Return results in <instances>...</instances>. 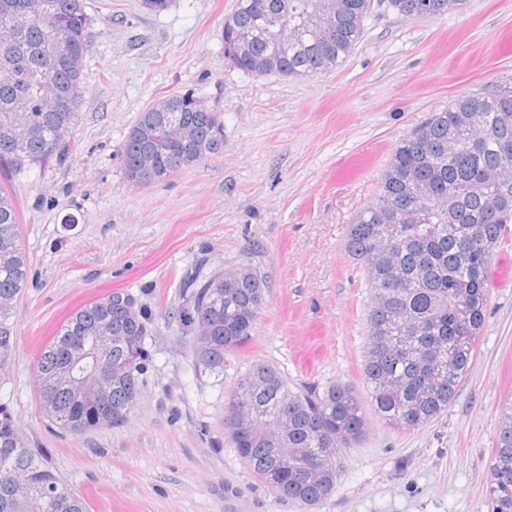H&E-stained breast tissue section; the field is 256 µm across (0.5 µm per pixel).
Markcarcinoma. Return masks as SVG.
<instances>
[{
    "mask_svg": "<svg viewBox=\"0 0 512 512\" xmlns=\"http://www.w3.org/2000/svg\"><path fill=\"white\" fill-rule=\"evenodd\" d=\"M0 13V177L19 175L72 150L74 113L82 100V66L89 38L86 0H11ZM314 0H288V24L302 28ZM398 13L414 16L427 6L436 16L462 8L465 0H388ZM270 0H238L224 20V44L252 34L246 54L231 59L255 76L304 78L340 66L358 43L371 0H336L329 23L335 45L329 50L304 36L274 51L264 19ZM48 25L67 40L69 57L50 55L44 36ZM50 81L68 98L70 110L43 112L37 107L39 85ZM173 117L195 128L185 147L155 150L142 130L161 123L147 108L125 140L124 172L139 168L151 153L157 178L193 167L224 148V129L213 112H204L190 93L170 96ZM26 115L31 136L15 141L11 125ZM512 94L491 90L481 97H458L431 113L394 147L376 195L346 227L344 248L363 270L371 292L366 317L362 369L368 402L344 384L323 391L293 390L279 370L255 362L226 398L224 433L249 468L280 497L307 509L326 500L336 487L338 449L358 445L369 429V416L398 430H415L437 420L455 400L464 382L484 324L485 287L491 254L485 241L512 240ZM501 173L504 181L485 183ZM430 193L416 204L417 222L402 214L413 185ZM21 218L8 189L0 184V380L8 374L16 343L14 302L27 284L28 263L20 244ZM219 274L202 278L184 273L181 304L175 318L192 335L195 364L224 374V356L244 346L264 308V280L243 265L227 290ZM151 314L132 294L115 291L76 308L38 357L36 387L44 415L60 428L83 433L124 423L146 383ZM112 328V372L108 395L90 400L72 388L63 367L90 349L93 337ZM255 427L243 442L239 428ZM314 469L302 473L304 459ZM16 469L27 472V493L11 482ZM486 496L491 512H512V401L503 405L489 465ZM86 512L45 456L27 447L9 404H0V512Z\"/></svg>",
    "mask_w": 512,
    "mask_h": 512,
    "instance_id": "1",
    "label": "carcinoma"
}]
</instances>
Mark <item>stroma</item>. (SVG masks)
Here are the masks:
<instances>
[{"label": "stroma", "mask_w": 512, "mask_h": 512, "mask_svg": "<svg viewBox=\"0 0 512 512\" xmlns=\"http://www.w3.org/2000/svg\"><path fill=\"white\" fill-rule=\"evenodd\" d=\"M236 0H87L83 97L65 157L15 176L29 279L0 383L28 447L41 449L88 512H301L225 437L224 400L250 363L295 388L340 382L365 394L370 291L343 248L393 147L448 101L512 87V0H467L436 18L375 0L335 70L258 77L224 57ZM192 92L224 125V149L149 187L124 176L121 147L155 101ZM248 264L265 279L251 340L217 377L196 367L173 313L190 268ZM485 324L467 378L435 422L371 420L344 449L332 494L311 512H488L498 417L512 400V244L488 269ZM153 314L147 385L125 423L73 434L43 415L37 358L73 310L115 291Z\"/></svg>", "instance_id": "1"}]
</instances>
